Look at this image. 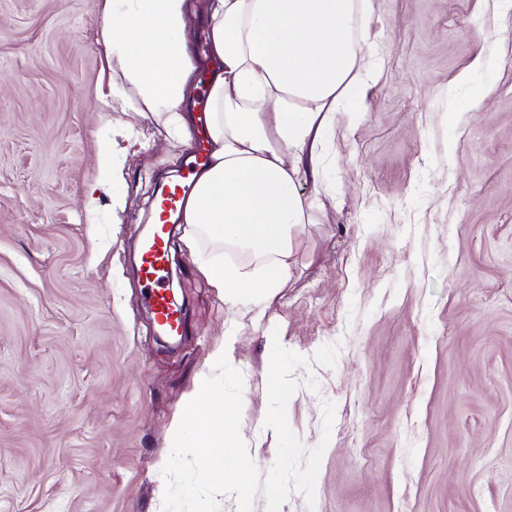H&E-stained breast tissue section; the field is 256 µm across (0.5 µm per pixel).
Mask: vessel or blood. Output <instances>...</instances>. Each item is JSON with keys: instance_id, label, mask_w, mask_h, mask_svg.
<instances>
[{"instance_id": "obj_1", "label": "vessel or blood", "mask_w": 512, "mask_h": 512, "mask_svg": "<svg viewBox=\"0 0 512 512\" xmlns=\"http://www.w3.org/2000/svg\"><path fill=\"white\" fill-rule=\"evenodd\" d=\"M209 150L199 146L193 159L187 165L186 175L164 185L160 190L158 216L152 237L146 244L139 266L140 278L147 289V299L154 317L163 329L176 334L182 325L176 309L172 306L163 283L167 278L169 257V232L167 224L172 214L181 209L190 191L188 178L207 166Z\"/></svg>"}]
</instances>
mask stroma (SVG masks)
<instances>
[{"instance_id":"stroma-1","label":"stroma","mask_w":512,"mask_h":512,"mask_svg":"<svg viewBox=\"0 0 512 512\" xmlns=\"http://www.w3.org/2000/svg\"><path fill=\"white\" fill-rule=\"evenodd\" d=\"M366 26V109L302 186L292 278L259 319L200 272L209 239H175L169 351L134 255L186 154L150 113L100 111L99 0H0V512H162L172 423L221 348L252 512H512V0H369ZM128 129L125 205L89 219ZM124 151H127V148L121 146V143L113 138V136L112 140H106L101 143L97 153V164L103 172L104 178L98 184L95 191H92L85 198L84 206L89 213H93L96 210L100 194H109L116 183L124 180V171L115 162L119 153Z\"/></svg>"}]
</instances>
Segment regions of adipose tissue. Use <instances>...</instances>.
Masks as SVG:
<instances>
[{
  "mask_svg": "<svg viewBox=\"0 0 512 512\" xmlns=\"http://www.w3.org/2000/svg\"><path fill=\"white\" fill-rule=\"evenodd\" d=\"M367 0H208L209 165L186 205L184 239L209 238L251 257L206 262L203 272L225 303L265 312L290 279L293 237L313 221L301 183L337 106L366 108ZM191 0H101L100 41L120 75L102 99L150 113L184 147L193 145L187 101L197 60L187 29ZM121 139L101 143L104 174L84 206L122 182Z\"/></svg>",
  "mask_w": 512,
  "mask_h": 512,
  "instance_id": "adipose-tissue-1",
  "label": "adipose tissue"
}]
</instances>
